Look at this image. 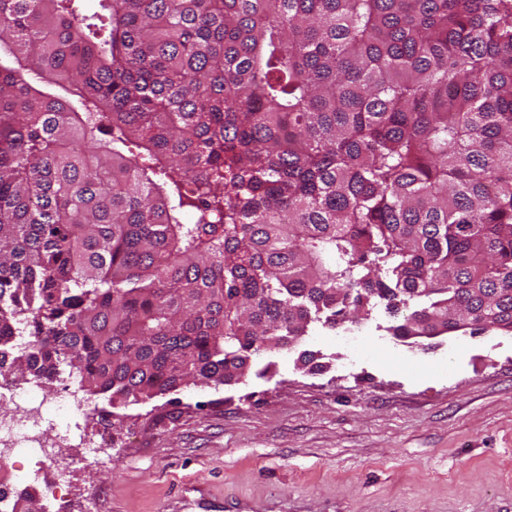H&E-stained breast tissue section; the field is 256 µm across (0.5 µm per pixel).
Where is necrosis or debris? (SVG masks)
Instances as JSON below:
<instances>
[{
	"mask_svg": "<svg viewBox=\"0 0 512 512\" xmlns=\"http://www.w3.org/2000/svg\"><path fill=\"white\" fill-rule=\"evenodd\" d=\"M40 380L19 386L8 371L0 372V507L12 512L22 491L40 496L55 494L71 472L95 464L109 447L99 434L65 431L51 444L41 434L51 403L41 397ZM26 448L34 458L26 486L13 484L16 449Z\"/></svg>",
	"mask_w": 512,
	"mask_h": 512,
	"instance_id": "4bbe7bcc",
	"label": "necrosis or debris"
}]
</instances>
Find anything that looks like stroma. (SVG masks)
<instances>
[{"mask_svg":"<svg viewBox=\"0 0 512 512\" xmlns=\"http://www.w3.org/2000/svg\"><path fill=\"white\" fill-rule=\"evenodd\" d=\"M389 322L313 328L304 346L327 357L321 374L274 353L272 379L128 406L134 425L111 432L110 455L73 473L46 512H167L198 479L269 512H512V333L414 345ZM45 394L46 439L75 423L100 432L106 396L83 416L58 383Z\"/></svg>","mask_w":512,"mask_h":512,"instance_id":"35a3bbf8","label":"stroma"}]
</instances>
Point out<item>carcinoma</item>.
I'll return each mask as SVG.
<instances>
[{"mask_svg": "<svg viewBox=\"0 0 512 512\" xmlns=\"http://www.w3.org/2000/svg\"><path fill=\"white\" fill-rule=\"evenodd\" d=\"M84 2L0 0V369L120 428L318 324L512 327V0Z\"/></svg>", "mask_w": 512, "mask_h": 512, "instance_id": "cac0c4a2", "label": "carcinoma"}]
</instances>
